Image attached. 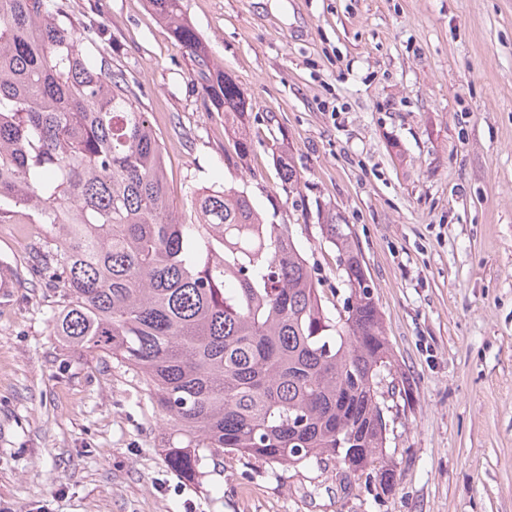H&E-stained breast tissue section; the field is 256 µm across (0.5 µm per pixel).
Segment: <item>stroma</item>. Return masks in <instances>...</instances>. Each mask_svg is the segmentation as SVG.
I'll return each mask as SVG.
<instances>
[{"label": "stroma", "mask_w": 512, "mask_h": 512, "mask_svg": "<svg viewBox=\"0 0 512 512\" xmlns=\"http://www.w3.org/2000/svg\"><path fill=\"white\" fill-rule=\"evenodd\" d=\"M65 3L137 85L180 218L200 187L244 189L318 264L329 304L318 212L345 219L396 356L379 386L394 485L231 451L183 479L136 372L55 335L63 299L34 279L0 288V512H512V0H182L251 106L238 171L148 0ZM44 234L0 223V264L30 268Z\"/></svg>", "instance_id": "35a3bbf8"}]
</instances>
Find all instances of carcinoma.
<instances>
[{"label": "carcinoma", "instance_id": "cac0c4a2", "mask_svg": "<svg viewBox=\"0 0 512 512\" xmlns=\"http://www.w3.org/2000/svg\"><path fill=\"white\" fill-rule=\"evenodd\" d=\"M189 56L204 102L224 113L237 169L253 152L246 99L181 0H148ZM102 27L59 0H0V222L28 212L47 237L33 273L62 288L53 331L134 367L171 430L188 481L229 449L276 464L355 462L393 486L381 373L394 352L350 227L325 211L348 296L331 312L318 266L285 224L233 184L173 207L164 149ZM293 190L301 175L278 160Z\"/></svg>", "mask_w": 512, "mask_h": 512}]
</instances>
